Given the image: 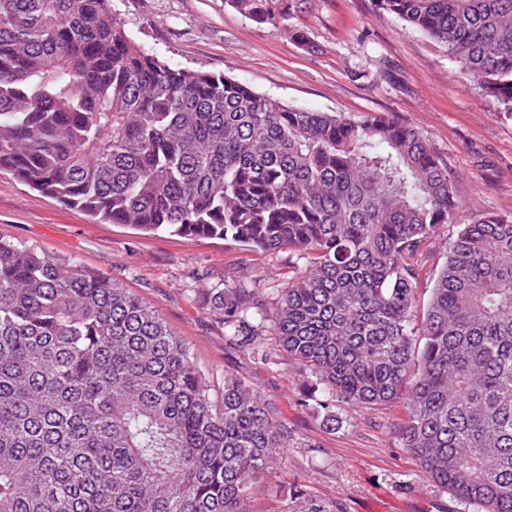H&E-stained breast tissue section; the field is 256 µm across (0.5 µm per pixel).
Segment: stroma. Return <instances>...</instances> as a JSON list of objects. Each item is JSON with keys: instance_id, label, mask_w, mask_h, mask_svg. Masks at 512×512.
<instances>
[{"instance_id": "35a3bbf8", "label": "stroma", "mask_w": 512, "mask_h": 512, "mask_svg": "<svg viewBox=\"0 0 512 512\" xmlns=\"http://www.w3.org/2000/svg\"><path fill=\"white\" fill-rule=\"evenodd\" d=\"M127 29L172 64L222 73L284 103L355 117L387 112L417 128L448 166L463 210L512 215V114L474 89L447 52L376 0H299L278 28L228 0H115ZM458 232L440 227L413 258V326H421ZM0 238L72 259L153 307L188 344L215 386L241 378L288 436L247 512H473L428 480L398 433L404 399L336 404L325 421L306 400L311 380L271 334L234 345L207 291L227 279L258 291L267 317L306 263L292 252H254L221 239L147 234L102 224L0 174Z\"/></svg>"}]
</instances>
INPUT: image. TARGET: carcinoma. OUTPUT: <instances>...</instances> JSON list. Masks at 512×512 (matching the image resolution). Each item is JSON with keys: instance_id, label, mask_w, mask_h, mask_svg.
Listing matches in <instances>:
<instances>
[{"instance_id": "cac0c4a2", "label": "carcinoma", "mask_w": 512, "mask_h": 512, "mask_svg": "<svg viewBox=\"0 0 512 512\" xmlns=\"http://www.w3.org/2000/svg\"><path fill=\"white\" fill-rule=\"evenodd\" d=\"M277 27L282 0H229ZM512 113V0H377ZM106 224L288 249L272 332L335 402L400 395L403 447L464 503L512 512V218L474 210L411 327L410 259L461 205L393 116L290 107L137 44L112 0H0V172ZM224 338L255 290L209 289ZM287 447L261 397L133 291L0 238V512H246Z\"/></svg>"}]
</instances>
